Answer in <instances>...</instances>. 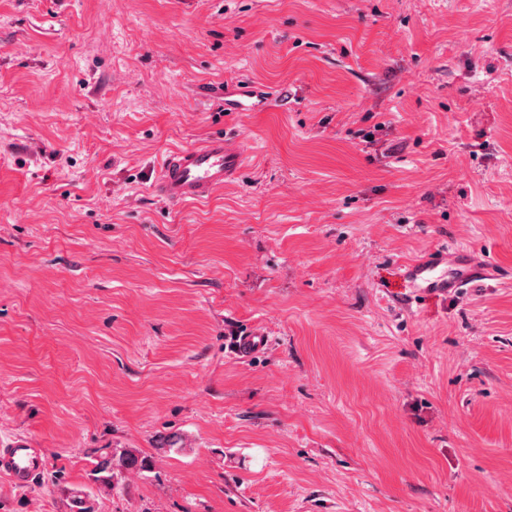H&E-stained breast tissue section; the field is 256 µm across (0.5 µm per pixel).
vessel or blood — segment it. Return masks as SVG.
I'll return each mask as SVG.
<instances>
[{"instance_id": "vessel-or-blood-1", "label": "vessel or blood", "mask_w": 512, "mask_h": 512, "mask_svg": "<svg viewBox=\"0 0 512 512\" xmlns=\"http://www.w3.org/2000/svg\"><path fill=\"white\" fill-rule=\"evenodd\" d=\"M245 158V150L238 140L214 136L192 147L165 153L150 189L172 205L203 203L236 175ZM447 256V251H436L409 265L407 274L412 283L452 291L469 282L487 278V270L469 258L465 259L455 277L437 275V268ZM46 466L44 449L22 442L0 448V476L5 477L16 490L29 489L44 473Z\"/></svg>"}]
</instances>
